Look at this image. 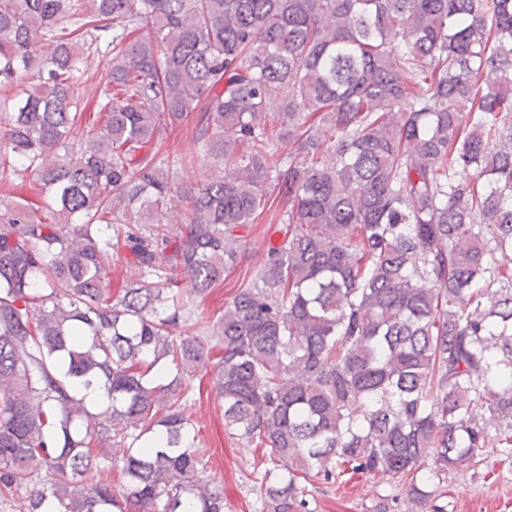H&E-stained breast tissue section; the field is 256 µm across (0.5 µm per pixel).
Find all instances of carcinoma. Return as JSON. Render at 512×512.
<instances>
[{
    "instance_id": "obj_1",
    "label": "carcinoma",
    "mask_w": 512,
    "mask_h": 512,
    "mask_svg": "<svg viewBox=\"0 0 512 512\" xmlns=\"http://www.w3.org/2000/svg\"><path fill=\"white\" fill-rule=\"evenodd\" d=\"M0 86V498L224 512L200 370L268 457L262 512L349 471L420 504L512 448V0H0ZM267 222L250 226L248 233H246L248 235V257L224 279L223 283L221 282L215 288H212L201 301L200 309H203L204 313L212 319L223 312L224 301L233 296L236 288L243 280L247 281L253 277L263 255L264 242L268 240L277 242L279 240L280 233L278 229L280 224H268Z\"/></svg>"
}]
</instances>
